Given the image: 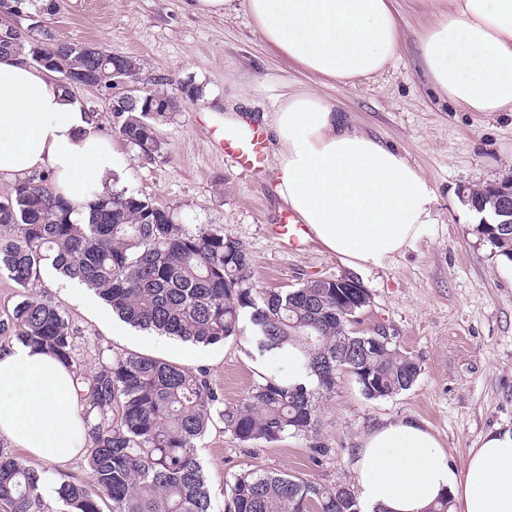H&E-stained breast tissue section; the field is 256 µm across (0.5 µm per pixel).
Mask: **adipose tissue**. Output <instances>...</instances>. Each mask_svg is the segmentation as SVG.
Segmentation results:
<instances>
[{
  "label": "adipose tissue",
  "mask_w": 512,
  "mask_h": 512,
  "mask_svg": "<svg viewBox=\"0 0 512 512\" xmlns=\"http://www.w3.org/2000/svg\"><path fill=\"white\" fill-rule=\"evenodd\" d=\"M422 74L465 112H512V0H421ZM263 40L320 83L353 88L396 59V0H246ZM263 123L278 143L277 194L331 253L381 268L432 221L429 180L395 149L350 125L313 90L280 101ZM48 174L85 222L98 195L123 187V164L83 101L57 73L0 54V180ZM0 436L64 465L84 446L77 376L18 343L0 350ZM354 469L364 512H512V429L485 434L456 466L433 431L405 417L360 439Z\"/></svg>",
  "instance_id": "ef3b65f1"
}]
</instances>
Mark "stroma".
Here are the masks:
<instances>
[{
  "instance_id": "1",
  "label": "stroma",
  "mask_w": 512,
  "mask_h": 512,
  "mask_svg": "<svg viewBox=\"0 0 512 512\" xmlns=\"http://www.w3.org/2000/svg\"><path fill=\"white\" fill-rule=\"evenodd\" d=\"M397 9L403 35L398 59L353 89L318 83L270 48L240 2L225 14L199 17L185 11L182 0H66L45 18L58 41L137 58L141 91L177 96L188 81L203 91L160 126L163 148L147 157L113 136L107 91L80 89L124 161L125 189L170 210L176 223L206 225L237 240L251 258L256 288L285 290L342 277L360 282L370 303L357 331L385 334L421 368L409 390L381 400L366 399L351 375L341 376L335 392L320 400L306 434L272 444L246 445L223 423L212 425L197 453L213 512H224L226 482L247 470L356 489L359 438L395 418L427 423L458 466L488 431L512 427V261L479 234L468 204L472 189L512 176V112H458L433 93L418 72L416 44L426 16L418 0H399ZM306 88L394 147L435 190L432 224L386 267L352 269L311 238L288 249L273 232L289 215L275 191L274 137H267L253 177L240 174L219 148L225 119L274 112L288 92ZM31 291L67 313L77 330L80 369L130 353L158 357L205 369L228 404L268 371L247 336L211 346L176 339L155 349L86 286L48 270ZM314 444L329 450L318 464L309 457Z\"/></svg>"
}]
</instances>
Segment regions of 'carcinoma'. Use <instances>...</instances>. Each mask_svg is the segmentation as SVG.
I'll list each match as a JSON object with an SVG mask.
<instances>
[{"mask_svg": "<svg viewBox=\"0 0 512 512\" xmlns=\"http://www.w3.org/2000/svg\"><path fill=\"white\" fill-rule=\"evenodd\" d=\"M24 12L43 16L60 11L63 0ZM46 53L87 68L84 45L41 34ZM100 67L90 69L99 88H112V60L99 49ZM187 82L182 96H164L167 112H144L142 103L112 113L116 135L150 156L162 149L159 125L182 102L199 98ZM470 206L492 221L486 194L474 190ZM73 206L55 192L47 176L18 183L0 200V273L22 289L11 317L0 322L3 343L17 341L51 352L75 366L77 333L56 305L29 294L42 266L92 290L123 321L185 342L215 345L249 326L258 355L278 360L294 350L298 373L317 377L316 387L288 382L270 371L238 403L226 405L205 372L143 354L115 357L80 377L90 480L63 476L56 493L63 512H212L211 496L196 448L215 420L243 443H273L314 424L318 400L336 389L349 369L369 400L410 389L420 367L388 342L376 348L369 335L352 328L341 309L336 283L311 280L298 288L261 291L242 245L221 230L175 223L170 211L125 189L104 194L87 222L70 218ZM479 232L512 260V232ZM42 474L0 448V504L8 512H33ZM227 512H363L350 489L328 487L288 474L246 471L227 484Z\"/></svg>", "mask_w": 512, "mask_h": 512, "instance_id": "obj_1", "label": "carcinoma"}]
</instances>
